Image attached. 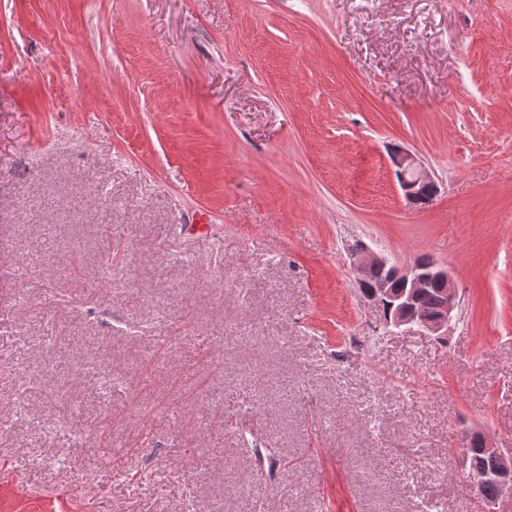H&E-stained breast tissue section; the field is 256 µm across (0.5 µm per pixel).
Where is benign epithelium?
<instances>
[{"label": "benign epithelium", "mask_w": 512, "mask_h": 512, "mask_svg": "<svg viewBox=\"0 0 512 512\" xmlns=\"http://www.w3.org/2000/svg\"><path fill=\"white\" fill-rule=\"evenodd\" d=\"M391 160L407 201H413L415 195L424 187L436 185L435 180L411 151L396 147L391 151ZM349 254L356 272L369 266L390 265L387 256L361 243L352 245ZM393 269L392 278L379 281L366 293V299L382 311L386 324L397 328L416 325L433 335H447L448 325L459 306L458 289L448 267L433 259L425 267L412 262L395 264ZM434 281L444 284L442 299L438 312L433 316H426L418 308L416 299ZM479 437L483 452L489 460L488 466L475 469L466 458L463 459L462 466L472 478L475 487L487 482L497 486L495 497L487 501V506L491 508L504 495H512V455H504L489 435L481 433Z\"/></svg>", "instance_id": "benign-epithelium-1"}]
</instances>
